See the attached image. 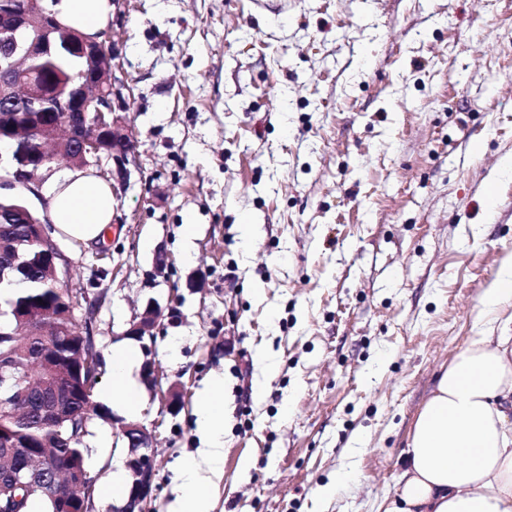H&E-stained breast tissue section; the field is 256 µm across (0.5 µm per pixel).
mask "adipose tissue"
I'll use <instances>...</instances> for the list:
<instances>
[{
	"label": "adipose tissue",
	"mask_w": 512,
	"mask_h": 512,
	"mask_svg": "<svg viewBox=\"0 0 512 512\" xmlns=\"http://www.w3.org/2000/svg\"><path fill=\"white\" fill-rule=\"evenodd\" d=\"M57 20L94 38L112 17L111 0H48ZM48 217L57 236L88 244L102 240L116 207L111 186L82 170L55 178L47 189ZM512 260L479 301L473 336L442 369L408 435L404 466L379 512H512ZM132 346L112 353V399L135 411ZM224 378L201 392L196 424L205 440L179 475L174 512H212L206 477L224 474Z\"/></svg>",
	"instance_id": "obj_1"
}]
</instances>
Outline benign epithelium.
<instances>
[{
  "label": "benign epithelium",
  "instance_id": "benign-epithelium-1",
  "mask_svg": "<svg viewBox=\"0 0 512 512\" xmlns=\"http://www.w3.org/2000/svg\"><path fill=\"white\" fill-rule=\"evenodd\" d=\"M35 0H0V38L4 40L7 51L0 55V112H12L20 105H29L35 112L47 111L68 116L74 112L95 109L90 128H81L67 121L68 137L74 140L73 148L78 155V166H88L106 158L112 161L116 172L127 178L126 165L136 162L135 133L132 125L123 115L116 113L112 100L121 96V90L111 79V71L119 67V51L112 48V54L99 51L100 43L79 34L69 39L72 47L78 49L83 60L81 78L75 81L65 95L47 94L44 88L32 81L30 70L20 67V62L34 60L55 51L56 37L60 24L45 10L33 12ZM53 133L52 128L42 130L38 127L27 128L23 135L9 134L6 144L9 146L13 165L0 178L1 187H19L32 190L31 183L39 174L46 176L52 172L51 158L44 155V142ZM30 242L45 250L48 256L46 268L61 283L60 266L67 260L48 235L43 220L32 224ZM161 312L149 304L143 312L134 315L127 328L120 333H112V338H134L139 341L155 339L158 319ZM78 365L65 375L57 386L75 391H88L93 378L82 379L81 369L98 371V357L95 348L84 343L74 347ZM143 377L152 390L158 394L167 409L173 413L182 405L181 385L175 382L163 386V374L152 362L143 366ZM26 371L0 360V389L6 388L9 396L0 398V417L17 418L20 406L29 401L35 392L27 383ZM157 424L146 425L142 421L124 423L121 426V438L125 448L121 463L130 477L129 497L126 502L112 505V512H153L155 499L156 465L153 449V429ZM69 486L65 490L57 487L51 474L42 475L32 471L27 465L20 464L7 474L0 475V512H21V495L17 490L26 485L39 490L54 507V512H95L93 499L84 490L95 482L80 463H71L66 467Z\"/></svg>",
  "mask_w": 512,
  "mask_h": 512
}]
</instances>
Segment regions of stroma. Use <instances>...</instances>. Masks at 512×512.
I'll return each instance as SVG.
<instances>
[{
	"mask_svg": "<svg viewBox=\"0 0 512 512\" xmlns=\"http://www.w3.org/2000/svg\"><path fill=\"white\" fill-rule=\"evenodd\" d=\"M101 39L137 165L105 241L56 245L103 403L113 329L161 312L138 355L187 394L168 414L133 370L140 421L160 423L154 512L204 447L194 411L216 374L213 512H377L512 258V0H123ZM119 441L92 423L96 480Z\"/></svg>",
	"mask_w": 512,
	"mask_h": 512,
	"instance_id": "obj_1",
	"label": "stroma"
}]
</instances>
